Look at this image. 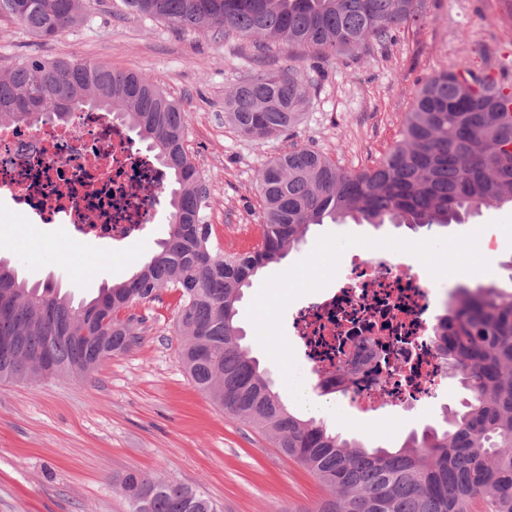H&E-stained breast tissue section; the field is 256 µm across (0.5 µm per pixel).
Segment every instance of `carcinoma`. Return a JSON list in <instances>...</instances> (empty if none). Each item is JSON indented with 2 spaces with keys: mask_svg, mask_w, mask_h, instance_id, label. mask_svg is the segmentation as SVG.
<instances>
[{
  "mask_svg": "<svg viewBox=\"0 0 512 512\" xmlns=\"http://www.w3.org/2000/svg\"><path fill=\"white\" fill-rule=\"evenodd\" d=\"M129 11L183 30L232 34L341 56L384 45L423 17V0H123ZM82 0H0L39 37H55L81 15ZM308 104L295 72L262 71L224 100L227 120L260 143L293 127ZM88 110L148 143L171 180V221L160 250L128 280L88 302L20 280L0 261V381L94 370L138 343L121 317L157 290H180L179 363L228 416L271 437L275 447L329 491L318 512H512V295L462 288L432 327L441 366L469 399L451 429L406 438L400 449L368 448L314 418L291 412L241 345L242 289L283 259L310 226L358 214L378 228L446 227L483 205L512 206V117L496 88L473 71H445L412 100L400 139L375 166L348 171L322 153L295 147L267 164L258 189L263 241L230 258L212 253L205 188L184 147L187 112L143 76L105 62L29 57L0 74V125L67 124ZM131 512H217L204 495L137 471L120 481Z\"/></svg>",
  "mask_w": 512,
  "mask_h": 512,
  "instance_id": "carcinoma-1",
  "label": "carcinoma"
}]
</instances>
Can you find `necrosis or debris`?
I'll list each match as a JSON object with an SVG mask.
<instances>
[{
	"mask_svg": "<svg viewBox=\"0 0 512 512\" xmlns=\"http://www.w3.org/2000/svg\"><path fill=\"white\" fill-rule=\"evenodd\" d=\"M163 175L115 121L81 113L68 124L0 127V191L80 238L120 244L147 223ZM433 286L411 263L356 254L348 282L305 313L296 331L317 356L322 391L370 408L428 393L442 367L427 335Z\"/></svg>",
	"mask_w": 512,
	"mask_h": 512,
	"instance_id": "obj_1",
	"label": "necrosis or debris"
}]
</instances>
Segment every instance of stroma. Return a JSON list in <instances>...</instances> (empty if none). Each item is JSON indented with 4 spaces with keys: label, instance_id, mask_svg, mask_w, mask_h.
<instances>
[{
    "label": "stroma",
    "instance_id": "35a3bbf8",
    "mask_svg": "<svg viewBox=\"0 0 512 512\" xmlns=\"http://www.w3.org/2000/svg\"><path fill=\"white\" fill-rule=\"evenodd\" d=\"M83 20L40 38L0 17V73L20 60H98L135 71L160 86L188 113L185 147L206 190L210 244L223 255L255 250L262 239L258 177L293 146L316 149L351 171L375 166L399 139L418 89L459 66L475 73L512 66V0H424V20L398 28L384 47L324 58L274 39L265 47L238 36L217 39L131 13L122 0H85ZM288 69L310 80L309 104L298 126L256 143L224 120V98L260 71ZM168 193L128 245L72 239L0 197V258L29 283H50L76 298L128 279L158 249L169 230ZM499 227L501 243L485 250L479 232ZM398 244L425 280L435 284L429 314L444 312L457 272L474 275L469 288L512 294V207L484 206L463 223L412 231L346 221L311 227L280 262L263 268L245 289L237 323L274 392L293 412L386 446L411 433L444 426L445 409L467 396L443 377L431 393L407 405L361 412L333 396L316 413L298 403L305 382L321 403L313 363L295 334L296 320L318 297L339 286L360 251ZM496 264L495 277L484 275ZM180 292L168 287L124 311L140 339L84 376L0 381V512H130L119 479L136 470L198 490L219 512H312L325 488L302 466L238 419L226 416L181 367L176 329Z\"/></svg>",
    "mask_w": 512,
    "mask_h": 512
}]
</instances>
